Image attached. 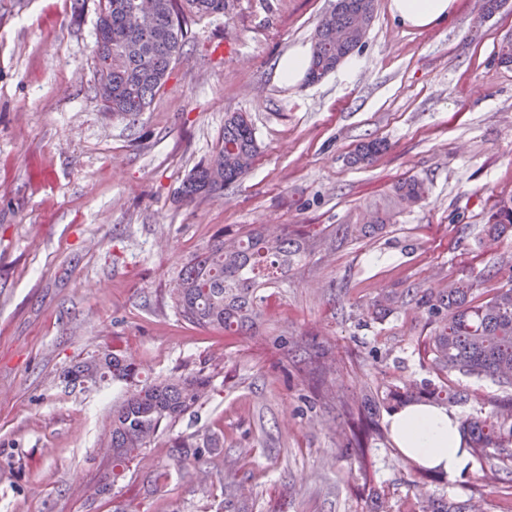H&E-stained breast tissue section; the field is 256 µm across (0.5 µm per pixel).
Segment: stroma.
<instances>
[{"label": "stroma", "instance_id": "35a3bbf8", "mask_svg": "<svg viewBox=\"0 0 512 512\" xmlns=\"http://www.w3.org/2000/svg\"><path fill=\"white\" fill-rule=\"evenodd\" d=\"M335 0H234L191 23L184 59L136 119L94 93L98 0H0V512H373L428 499L504 512L487 460L455 482L417 474L393 442L341 447L360 392L433 378L431 334L415 306L364 314L381 290L490 277L512 245L481 242L485 210L512 195V0H456L448 24L398 25L376 0L368 36L320 82L282 83L289 54L311 50ZM243 112L259 154L224 194L185 201L188 172ZM385 150L352 163L360 143ZM429 187L383 236L340 245L337 225L384 203L400 179ZM272 224L324 244L262 289L252 332L229 336L174 313L167 290L217 231ZM106 348L153 375L203 372L211 392L110 495L88 499L105 467L95 441L122 386H71L64 369ZM218 435L209 493L170 468L178 439ZM243 491L224 498V482Z\"/></svg>", "mask_w": 512, "mask_h": 512}]
</instances>
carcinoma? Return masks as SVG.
<instances>
[{"label":"carcinoma","instance_id":"1","mask_svg":"<svg viewBox=\"0 0 512 512\" xmlns=\"http://www.w3.org/2000/svg\"><path fill=\"white\" fill-rule=\"evenodd\" d=\"M135 0H98L96 52L103 65L94 66L95 92L109 103L117 119L139 115L164 86L188 40L187 19L224 15L229 0H153L151 22L144 28L127 26L125 15ZM375 0H336L318 21L313 36L308 80L319 82L358 47L374 19ZM252 124L241 113L224 119L220 146L188 174L179 194L186 200L224 192L251 167L258 153ZM427 195L423 180L410 176L392 188L391 200L404 212ZM394 213L378 206L366 210L354 224L337 226L336 241L375 238L392 223ZM484 239L499 243L512 237V196L496 200L482 227ZM321 242L304 233L288 235L278 227L250 224L234 235L219 231L202 252L184 262L168 288L172 308L182 319L199 327H214L227 335L252 330L261 317L259 290L288 282V274ZM507 282L484 298L476 284L448 279L436 291L392 288L378 294L367 308L373 321H384L413 303L427 312L434 325L428 343L431 365L448 377L488 378L512 389V259ZM70 384L97 385L108 379L126 383L122 398L112 405L97 434L96 447L110 463L95 484L84 488L96 497L112 490L117 468L144 454L158 435L205 401L210 379L200 372L151 376L133 355L97 350L66 368ZM469 394L430 380L389 385L383 393L364 392L358 412L373 420L380 410L409 404L450 407L468 401ZM468 448L495 460L512 448V408L487 411L481 406L462 422ZM218 447L215 438L198 435L182 440L171 460L174 467H192L199 475L202 493L209 491V474L203 469Z\"/></svg>","mask_w":512,"mask_h":512}]
</instances>
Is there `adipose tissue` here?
I'll return each instance as SVG.
<instances>
[{
    "instance_id": "ef3b65f1",
    "label": "adipose tissue",
    "mask_w": 512,
    "mask_h": 512,
    "mask_svg": "<svg viewBox=\"0 0 512 512\" xmlns=\"http://www.w3.org/2000/svg\"><path fill=\"white\" fill-rule=\"evenodd\" d=\"M455 0H390L389 9L401 25L430 29L448 20ZM396 447L417 464L454 481L472 467V456L461 430V416L452 409L411 404L387 418Z\"/></svg>"
}]
</instances>
